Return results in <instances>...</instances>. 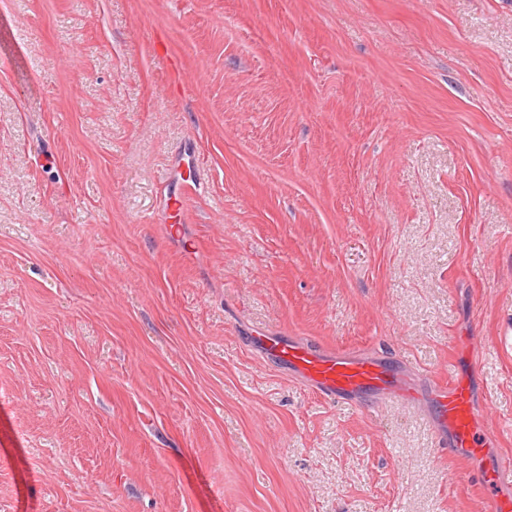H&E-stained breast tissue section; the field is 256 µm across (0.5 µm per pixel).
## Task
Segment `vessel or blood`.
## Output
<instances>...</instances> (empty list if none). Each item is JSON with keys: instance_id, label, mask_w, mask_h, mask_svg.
Instances as JSON below:
<instances>
[{"instance_id": "b4317fda", "label": "vessel or blood", "mask_w": 512, "mask_h": 512, "mask_svg": "<svg viewBox=\"0 0 512 512\" xmlns=\"http://www.w3.org/2000/svg\"><path fill=\"white\" fill-rule=\"evenodd\" d=\"M201 187L192 180L185 191L167 200L177 221L168 225L169 234H176L178 221L184 220L186 203ZM254 342L264 358L283 366L301 379L317 394L334 400H355L367 389L376 390L374 406L390 399L408 400L427 395L435 407L439 436L449 455L463 456L490 447L491 435L479 432L473 423L472 396L469 385L462 380L448 383L431 382L426 392L406 387L403 373L392 372L384 358L347 350H317L298 340L261 335Z\"/></svg>"}]
</instances>
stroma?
Wrapping results in <instances>:
<instances>
[{
  "instance_id": "1",
  "label": "stroma",
  "mask_w": 512,
  "mask_h": 512,
  "mask_svg": "<svg viewBox=\"0 0 512 512\" xmlns=\"http://www.w3.org/2000/svg\"><path fill=\"white\" fill-rule=\"evenodd\" d=\"M511 325L512 0H0V512H482ZM258 331L467 378L498 442ZM201 187V182L196 177L192 180L191 184H189L186 189L180 194L171 196L167 200V207L171 208L176 213L177 220L174 224H168L167 225V231L168 233L173 236L177 233L178 227L180 224H184L185 222V215H186V202L189 200L190 195L196 193ZM262 356L283 366L317 394L334 400H355L366 389L378 392L374 409L392 398L408 401L422 395L406 387L401 370L393 373L385 359L347 350H317L299 340L262 334L254 338Z\"/></svg>"
}]
</instances>
